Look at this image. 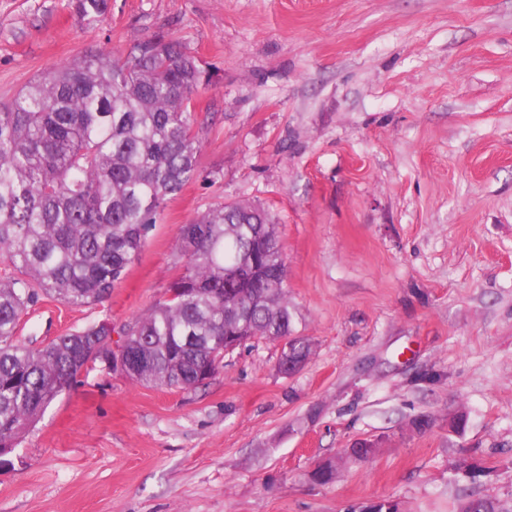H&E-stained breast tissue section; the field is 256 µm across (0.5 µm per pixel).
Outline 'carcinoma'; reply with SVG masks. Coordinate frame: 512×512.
<instances>
[{
    "label": "carcinoma",
    "mask_w": 512,
    "mask_h": 512,
    "mask_svg": "<svg viewBox=\"0 0 512 512\" xmlns=\"http://www.w3.org/2000/svg\"><path fill=\"white\" fill-rule=\"evenodd\" d=\"M81 16L107 0H71ZM195 60L162 36L124 57L92 47L31 81L0 106V448L96 365L112 367L103 321L40 348L17 339L39 297L82 307L112 292L137 257L165 200L198 175ZM185 272L169 296L121 328L128 378L192 388L216 373L224 343L268 331L292 335L287 267L275 217L221 204L180 232ZM256 277L227 288L236 267ZM462 512H503L472 499Z\"/></svg>",
    "instance_id": "carcinoma-1"
}]
</instances>
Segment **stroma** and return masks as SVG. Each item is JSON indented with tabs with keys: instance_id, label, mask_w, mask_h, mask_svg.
Instances as JSON below:
<instances>
[{
	"instance_id": "1",
	"label": "stroma",
	"mask_w": 512,
	"mask_h": 512,
	"mask_svg": "<svg viewBox=\"0 0 512 512\" xmlns=\"http://www.w3.org/2000/svg\"><path fill=\"white\" fill-rule=\"evenodd\" d=\"M160 33L202 71L201 175L110 296L39 298L18 338L133 323L183 273L182 225L247 202L277 219L312 355L284 375L257 337L186 390L96 368L20 435L0 512H512V0H0V103ZM359 438L375 458L342 460Z\"/></svg>"
}]
</instances>
